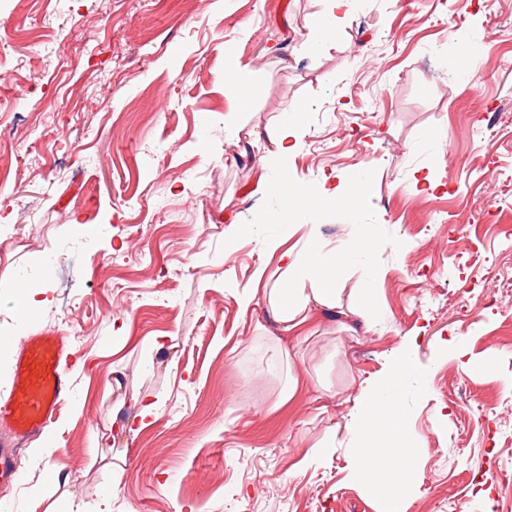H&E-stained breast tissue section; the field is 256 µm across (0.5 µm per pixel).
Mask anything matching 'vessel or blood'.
<instances>
[{
	"label": "vessel or blood",
	"instance_id": "vessel-or-blood-1",
	"mask_svg": "<svg viewBox=\"0 0 512 512\" xmlns=\"http://www.w3.org/2000/svg\"><path fill=\"white\" fill-rule=\"evenodd\" d=\"M71 345L58 332L41 329L26 336L13 362L11 387L0 394V484L13 483L22 443L40 434L69 397L65 363Z\"/></svg>",
	"mask_w": 512,
	"mask_h": 512
}]
</instances>
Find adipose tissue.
<instances>
[{"label":"adipose tissue","mask_w":512,"mask_h":512,"mask_svg":"<svg viewBox=\"0 0 512 512\" xmlns=\"http://www.w3.org/2000/svg\"><path fill=\"white\" fill-rule=\"evenodd\" d=\"M302 128L299 118L284 117L277 125L263 130L270 148L261 166L279 170L280 176L275 180L263 179L262 184L266 194L282 200L283 213H306L314 206L323 212L350 197L367 199V184L345 182L332 172L322 175L314 186L288 180V163L299 147ZM281 252L280 265L272 274L260 270L255 276L273 332L299 335L323 313L336 312L347 319L364 315L369 289L357 288L342 295L336 286L338 263L323 254L316 225H309L302 246ZM412 366L411 357L402 356L391 370L374 379L367 388L369 397L350 427L361 466L383 477L377 489L384 499L385 512H403L407 499L408 478L403 462L415 450L401 418L386 417L385 410L394 406L400 396L402 370Z\"/></svg>","instance_id":"ef3b65f1"}]
</instances>
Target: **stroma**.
<instances>
[{"label": "stroma", "instance_id": "obj_1", "mask_svg": "<svg viewBox=\"0 0 512 512\" xmlns=\"http://www.w3.org/2000/svg\"><path fill=\"white\" fill-rule=\"evenodd\" d=\"M325 8L0 0V101H20L0 109V392L27 334L17 282L41 288L39 327L74 353L56 449L29 445L0 512H382L347 423L406 350L419 453L405 512H512V299L493 292L512 278V125L489 123L512 112V0H357L324 50H304ZM234 58L263 87L244 106L224 95ZM295 105L308 123L289 179L372 187L364 209L302 221L329 250L374 237L338 278L381 308L354 332L317 318L301 343L266 336L263 299L239 304L281 235L258 221L277 203L259 186L268 144L248 133ZM119 398L153 403L136 432L114 433Z\"/></svg>", "mask_w": 512, "mask_h": 512}]
</instances>
